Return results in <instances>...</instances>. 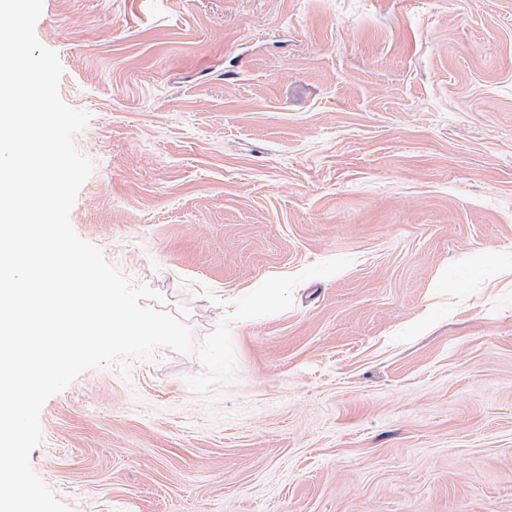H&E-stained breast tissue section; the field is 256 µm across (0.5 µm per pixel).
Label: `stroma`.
<instances>
[{"label":"stroma","instance_id":"1","mask_svg":"<svg viewBox=\"0 0 512 512\" xmlns=\"http://www.w3.org/2000/svg\"><path fill=\"white\" fill-rule=\"evenodd\" d=\"M90 115L77 235L196 355L81 373L34 472L69 512H512V0H43Z\"/></svg>","mask_w":512,"mask_h":512}]
</instances>
